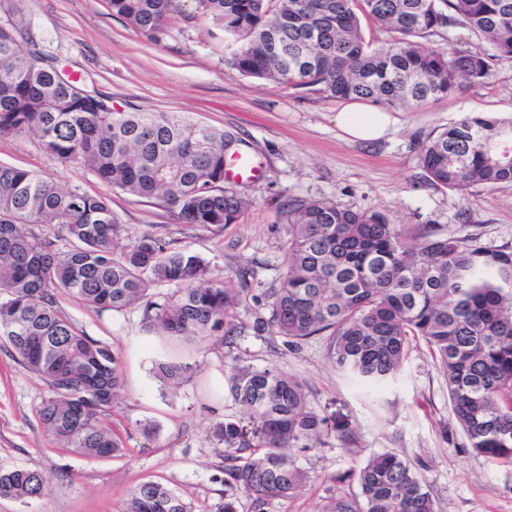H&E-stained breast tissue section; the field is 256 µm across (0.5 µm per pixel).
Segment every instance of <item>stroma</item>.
<instances>
[{
	"mask_svg": "<svg viewBox=\"0 0 512 512\" xmlns=\"http://www.w3.org/2000/svg\"><path fill=\"white\" fill-rule=\"evenodd\" d=\"M0 25L16 29L22 42L113 107L185 115L237 133L242 151L261 167L258 181L237 186L248 201L237 224L209 231L188 227L157 200L106 190L90 172L52 160L32 135H0V163L38 172L66 189L108 194L125 227L121 244L146 225H167L177 246L203 257L225 287L240 292L224 320L229 337L174 353L146 323L142 305L97 311L58 297L59 310L80 331L120 353L123 387L110 416L124 443L119 457L61 448L39 420L51 389L0 349V470L34 469L45 480L37 499L0 497V512H122L128 494L145 482L167 485L193 512H211L224 496V447L213 438V425L233 420L249 443L257 441L255 419L229 391L240 367L301 380L313 410L349 426L357 444L332 436L322 447L296 452L308 473L304 487L259 509L239 496L237 512H323L331 498L358 496L351 473L377 452L410 459L436 512H512V464H491L472 451L452 413L446 377L424 343H411L395 380L370 390L329 361L322 339L294 347L256 329L271 317L267 294L279 285L287 240L280 211L291 199L377 211L412 236L431 226L512 250V183L461 195L431 185L420 162L436 134L466 114L512 117V62L494 63L483 83L430 98L421 108H393V132L362 142L336 126L342 100L231 69L232 45L192 0L157 40L113 15L108 0H17L13 9H0ZM170 356L191 367L177 385L155 371L156 361ZM147 424L153 433L144 432Z\"/></svg>",
	"mask_w": 512,
	"mask_h": 512,
	"instance_id": "obj_1",
	"label": "stroma"
}]
</instances>
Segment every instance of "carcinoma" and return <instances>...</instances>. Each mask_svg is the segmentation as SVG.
<instances>
[{"label":"carcinoma","instance_id":"obj_1","mask_svg":"<svg viewBox=\"0 0 512 512\" xmlns=\"http://www.w3.org/2000/svg\"><path fill=\"white\" fill-rule=\"evenodd\" d=\"M139 32L159 37L176 0H108ZM237 43L227 64L243 76L290 88L318 87L332 98L390 107L480 83L492 63L512 62V0H196ZM394 34L373 47L362 19ZM459 26L492 52L430 49L419 39ZM0 26V135L33 134L48 156L95 175L112 190L158 200L184 224L224 229L247 206L224 181V161L239 153L224 129L154 112H125L63 77ZM428 181L451 191L512 183V121L467 114L423 150ZM284 271L269 295L271 319L256 324L298 345L326 341L329 360L378 386L403 367L410 343H426L448 382L453 414L472 451L489 463L512 461V251L429 228L417 243L381 212L295 199ZM165 225L148 224L117 247L125 227L106 195L65 189L34 171L0 163V346L44 380L53 396L39 419L64 447L89 457L123 451L108 424L121 389L116 351L85 336L57 309V294L99 311L141 303L144 316L174 342H203L224 328L239 292L224 287L200 256L174 246ZM178 284L172 295L152 288ZM172 383L189 366L156 363ZM233 399L260 423L251 447L237 424H215L224 444V500L211 512H237V494L260 508L307 481L291 449H314L348 427L329 425L309 405L304 385L273 369L241 368ZM360 497L338 496L326 512H436L410 461L374 453L353 472ZM34 470L0 471V497H38ZM124 512H192L171 488H135Z\"/></svg>","mask_w":512,"mask_h":512}]
</instances>
